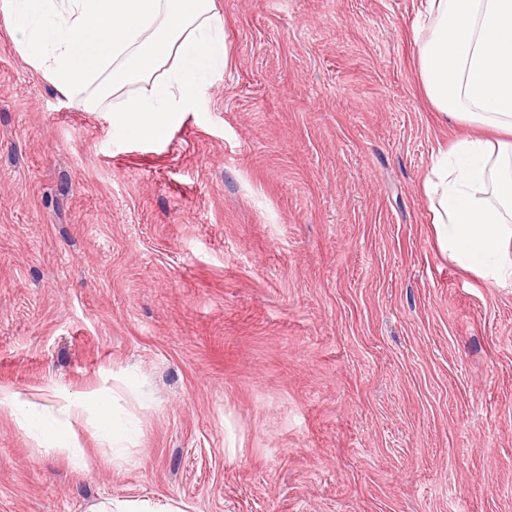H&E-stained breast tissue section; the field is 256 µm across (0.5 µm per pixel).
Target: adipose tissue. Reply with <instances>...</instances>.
Instances as JSON below:
<instances>
[{
	"mask_svg": "<svg viewBox=\"0 0 512 512\" xmlns=\"http://www.w3.org/2000/svg\"><path fill=\"white\" fill-rule=\"evenodd\" d=\"M19 53L90 106L116 98L112 122L158 141L228 59L214 0H0ZM418 75L431 106L472 127L441 150L422 191L443 251L497 288H512V0H421ZM146 89L130 93L132 85ZM18 429L47 451L87 464L75 421L95 410L98 436L119 447L135 432L112 399L63 398L57 414L0 389Z\"/></svg>",
	"mask_w": 512,
	"mask_h": 512,
	"instance_id": "ef3b65f1",
	"label": "adipose tissue"
}]
</instances>
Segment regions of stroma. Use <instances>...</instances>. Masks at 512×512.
<instances>
[{"instance_id":"stroma-1","label":"stroma","mask_w":512,"mask_h":512,"mask_svg":"<svg viewBox=\"0 0 512 512\" xmlns=\"http://www.w3.org/2000/svg\"><path fill=\"white\" fill-rule=\"evenodd\" d=\"M226 67L156 142L61 94L0 20V388L112 396L89 467L0 407V512H512V288L421 184L468 132L418 0H216ZM94 512H173L168 505L152 504L148 501H112L108 500L98 506Z\"/></svg>"}]
</instances>
